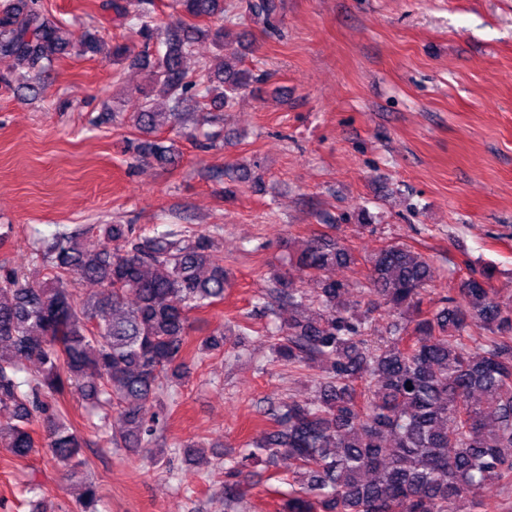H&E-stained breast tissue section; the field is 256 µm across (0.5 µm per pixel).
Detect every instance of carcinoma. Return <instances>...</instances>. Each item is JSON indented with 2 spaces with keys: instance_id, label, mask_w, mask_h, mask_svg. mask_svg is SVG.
I'll list each match as a JSON object with an SVG mask.
<instances>
[{
  "instance_id": "obj_1",
  "label": "carcinoma",
  "mask_w": 512,
  "mask_h": 512,
  "mask_svg": "<svg viewBox=\"0 0 512 512\" xmlns=\"http://www.w3.org/2000/svg\"><path fill=\"white\" fill-rule=\"evenodd\" d=\"M181 12L161 28L154 0H113L118 19L135 20L139 48L77 37L42 7V0H7L0 8V84L32 82L58 56L72 50L130 62L148 72L131 120L146 138L131 142L134 157L175 161L174 148L150 138L179 125L197 138L194 111L231 106L255 81L242 58L226 47L244 33L224 0H172ZM205 26H199V22ZM217 47L194 72L186 63L195 40ZM101 241L81 242L63 229L37 249L42 276H0V447L14 457L35 448L30 425L38 421L51 459L77 475L86 466L85 439L57 399L78 393L92 409L95 432L112 424L109 443L156 448L164 418L190 374L185 348L189 314L224 300V266L202 235L167 232L132 237L124 224H100ZM352 262L350 249L326 234L314 235L292 259L314 283L316 308L288 275L277 280L275 301L291 315L263 337L274 358L317 365L325 376L315 394L273 414L276 429L229 470L288 461L292 486L279 512H486L483 493L512 487V310L503 308L491 274L461 282L458 297L423 307L433 269L422 254L387 245L370 259V308L390 319L389 336L375 341L361 301L346 298L334 272ZM74 279L96 285L83 297ZM474 323L487 334L475 339ZM224 352V333L198 346ZM94 484L83 483L81 512H99Z\"/></svg>"
}]
</instances>
